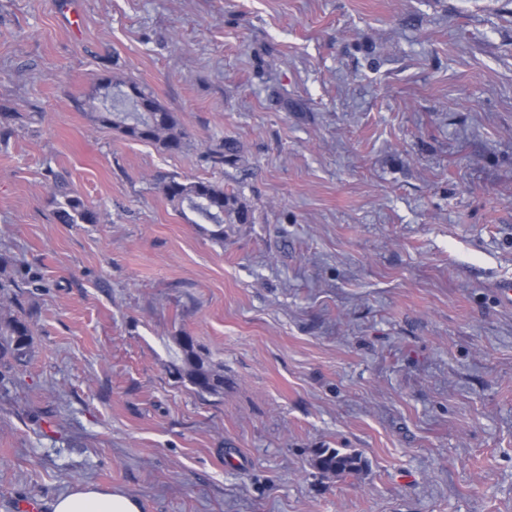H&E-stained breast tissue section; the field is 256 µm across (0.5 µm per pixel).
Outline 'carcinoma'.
<instances>
[{"label":"carcinoma","mask_w":512,"mask_h":512,"mask_svg":"<svg viewBox=\"0 0 512 512\" xmlns=\"http://www.w3.org/2000/svg\"><path fill=\"white\" fill-rule=\"evenodd\" d=\"M99 86L104 90L119 89V96L110 100L105 111L99 113L100 124L111 127L125 137L158 144L169 152L183 148L185 132L175 115L162 105L153 93L140 84L115 81L110 76L100 78ZM164 196L179 208L180 213L190 212L194 224L213 225L210 235L224 241V225L233 223L232 215H242L238 198L224 188L203 180L169 178L162 185ZM57 220L62 224L95 222V213L84 200L73 191L61 193L56 202ZM32 331L29 322L17 314L0 313V364H21L30 353ZM180 350L179 363L170 368L178 378L188 382L200 396L224 395V368L211 361L194 346L193 338L183 332L176 337ZM366 465L357 454L343 453L335 448H320L315 453L313 466L322 474L349 475L359 472Z\"/></svg>","instance_id":"cac0c4a2"}]
</instances>
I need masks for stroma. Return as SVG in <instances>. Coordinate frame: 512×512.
<instances>
[{
	"instance_id": "1",
	"label": "stroma",
	"mask_w": 512,
	"mask_h": 512,
	"mask_svg": "<svg viewBox=\"0 0 512 512\" xmlns=\"http://www.w3.org/2000/svg\"><path fill=\"white\" fill-rule=\"evenodd\" d=\"M105 75L184 148L99 124ZM54 172L96 223L56 220ZM173 176L246 223L215 242ZM0 280L33 330L0 512H512V0H0ZM183 331L223 396L170 373ZM164 196L179 208L180 213L191 224H211L214 229L203 228L221 242L224 240V224H234L232 215L235 213L239 224H243V212L236 206L238 198L224 191V187L203 180L169 178L162 185ZM185 208L201 222L187 216ZM366 465L360 455L343 453L335 448H320L315 453L313 466L322 474L349 475ZM52 512H141L137 499L118 490L79 486L59 496Z\"/></svg>"
}]
</instances>
